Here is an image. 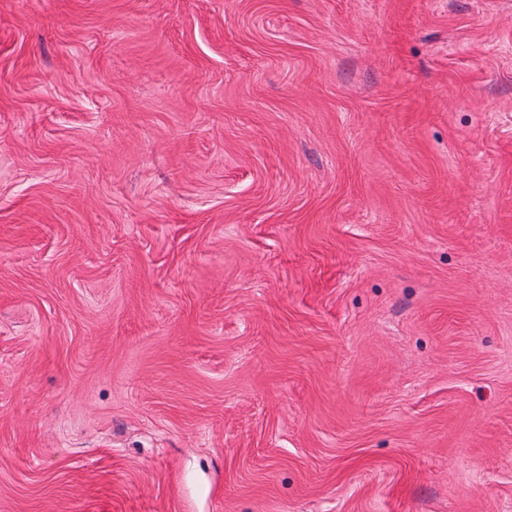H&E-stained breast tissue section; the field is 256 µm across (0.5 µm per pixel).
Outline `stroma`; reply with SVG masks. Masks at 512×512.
I'll list each match as a JSON object with an SVG mask.
<instances>
[{
    "label": "stroma",
    "instance_id": "stroma-1",
    "mask_svg": "<svg viewBox=\"0 0 512 512\" xmlns=\"http://www.w3.org/2000/svg\"><path fill=\"white\" fill-rule=\"evenodd\" d=\"M0 512H512V0H0Z\"/></svg>",
    "mask_w": 512,
    "mask_h": 512
}]
</instances>
